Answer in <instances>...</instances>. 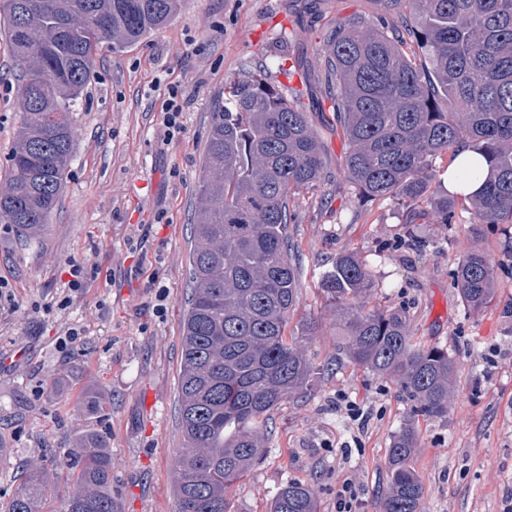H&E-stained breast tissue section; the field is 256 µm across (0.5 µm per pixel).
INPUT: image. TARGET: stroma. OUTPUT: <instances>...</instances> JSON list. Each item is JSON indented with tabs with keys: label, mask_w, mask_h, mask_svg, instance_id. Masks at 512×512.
<instances>
[{
	"label": "stroma",
	"mask_w": 512,
	"mask_h": 512,
	"mask_svg": "<svg viewBox=\"0 0 512 512\" xmlns=\"http://www.w3.org/2000/svg\"><path fill=\"white\" fill-rule=\"evenodd\" d=\"M355 14L377 20L382 12L374 0H319L313 15L298 14L296 0H183L140 43L100 46L42 244L0 223V512L26 461L39 456L52 487L46 512H60L75 477L57 464L91 433L109 445L123 512H175L185 254L203 154L225 80L259 69L283 95L302 89L324 143V179L291 199L288 227L301 288L294 316L320 323L309 355L319 364L336 356V317L316 288L330 260L350 250L381 284L368 306L406 308L415 341L447 347L458 368L438 418L414 416L396 385L352 363L326 373L310 395L275 411L264 457L227 494L230 512H268L290 481L314 489L320 512H336L346 479L351 512H381L387 450L410 418L425 512H512V226L474 225L460 200L448 223L431 213L417 220L411 229L428 246L416 251L405 237V205L360 201L346 181L329 101L278 69L293 50L316 71L326 31ZM17 72L0 39L1 176L21 121ZM170 84L182 105V131L171 139ZM475 246L501 268L492 305L472 314L452 273ZM71 328L80 339L63 344Z\"/></svg>",
	"instance_id": "obj_1"
}]
</instances>
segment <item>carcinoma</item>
<instances>
[{"instance_id":"carcinoma-1","label":"carcinoma","mask_w":512,"mask_h":512,"mask_svg":"<svg viewBox=\"0 0 512 512\" xmlns=\"http://www.w3.org/2000/svg\"><path fill=\"white\" fill-rule=\"evenodd\" d=\"M406 37L362 16L330 30L324 84L346 142L345 179L362 199L426 203L446 224L455 195L434 185L437 158L477 151L488 170L468 199L476 224H512V0H378ZM183 0H0V24L20 66L17 131L0 178V222L40 239L74 153L72 112L90 82L99 46L134 45L166 25ZM262 75L224 84L213 113L187 256L178 384L183 437L175 458L176 512H228L227 492L261 459L272 415L304 397L329 365L308 357L319 323L290 327L300 285L292 195L324 175V146L312 119ZM454 281L468 310L491 306L496 273L481 249L457 263ZM380 287L367 263L336 255L319 285L336 316L347 362L399 384L426 417L448 413L456 362L439 345L414 344L410 315L367 308ZM414 421L390 442L382 512H424L412 467ZM76 473L62 512H121L112 497V456L91 435L60 460ZM48 479L37 459L6 512H43ZM270 512H318L313 489L287 483Z\"/></svg>"}]
</instances>
